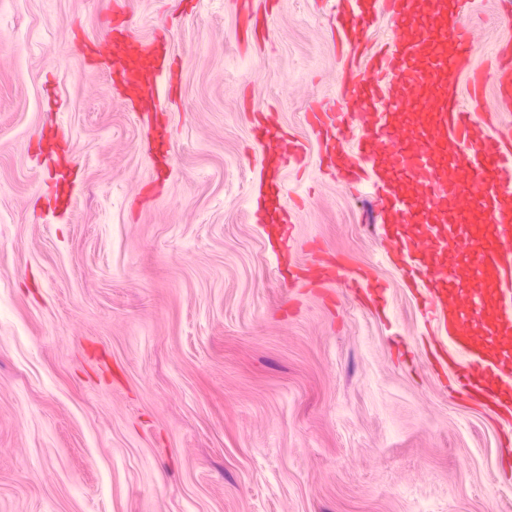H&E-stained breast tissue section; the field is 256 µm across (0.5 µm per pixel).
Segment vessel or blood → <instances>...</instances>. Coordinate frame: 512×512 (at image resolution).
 Returning <instances> with one entry per match:
<instances>
[{
  "instance_id": "obj_1",
  "label": "vessel or blood",
  "mask_w": 512,
  "mask_h": 512,
  "mask_svg": "<svg viewBox=\"0 0 512 512\" xmlns=\"http://www.w3.org/2000/svg\"><path fill=\"white\" fill-rule=\"evenodd\" d=\"M333 26L346 57V106L316 108L310 125L343 182L366 186L385 217L390 260L435 318L430 368L447 369L459 394L512 423V121L480 109L486 84L512 105V54L489 71L473 65L475 34L462 17L477 0H336ZM398 22L370 49L380 17ZM124 38L112 40V71L130 100L151 101L156 75L140 77ZM274 168L300 162V144L256 129ZM415 233H408V226ZM343 261L296 270L315 286L338 279ZM481 286L469 288V277ZM350 281L364 303L382 288L370 272Z\"/></svg>"
}]
</instances>
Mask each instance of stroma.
<instances>
[{
  "label": "stroma",
  "mask_w": 512,
  "mask_h": 512,
  "mask_svg": "<svg viewBox=\"0 0 512 512\" xmlns=\"http://www.w3.org/2000/svg\"><path fill=\"white\" fill-rule=\"evenodd\" d=\"M176 83L134 111L113 5ZM329 0H0V512H512V426L427 366L423 305L370 199L328 171ZM475 66L512 37L479 0ZM293 242L253 202L258 119ZM342 256L384 286L303 288ZM256 136L261 140L262 150L264 156L273 161L271 170V193L274 197L280 199L281 184L276 181L278 178L279 169L285 166L288 159V165L291 163H298L302 160L303 151L302 146L285 136L280 134L276 129L268 126H258L256 129ZM349 280L352 283L358 297L364 304L376 305L378 298L381 297L382 287L373 281V278L367 270L357 269L352 272Z\"/></svg>",
  "instance_id": "35a3bbf8"
}]
</instances>
